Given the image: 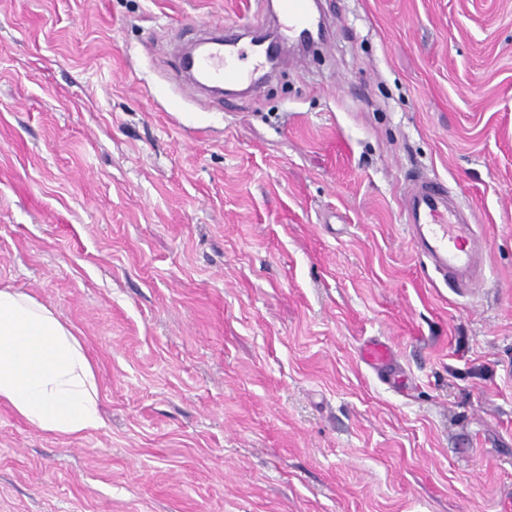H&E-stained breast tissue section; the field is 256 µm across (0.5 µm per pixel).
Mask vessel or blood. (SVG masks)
Wrapping results in <instances>:
<instances>
[{"label": "vessel or blood", "instance_id": "obj_1", "mask_svg": "<svg viewBox=\"0 0 512 512\" xmlns=\"http://www.w3.org/2000/svg\"><path fill=\"white\" fill-rule=\"evenodd\" d=\"M280 15L282 35L291 40L309 36L317 25L311 0H280ZM268 53L263 46L243 47L235 35H219L184 54L180 64L189 75L192 88H206L249 80L253 71L243 67V60L263 58ZM402 213L412 248L437 273L452 279L465 275L470 288L484 281L485 241L476 231L471 215L452 199L444 183L432 179L414 182L405 192ZM360 356L378 376L394 383L395 355L388 342L370 341L361 348Z\"/></svg>", "mask_w": 512, "mask_h": 512}]
</instances>
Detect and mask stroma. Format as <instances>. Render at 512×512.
<instances>
[{"mask_svg": "<svg viewBox=\"0 0 512 512\" xmlns=\"http://www.w3.org/2000/svg\"><path fill=\"white\" fill-rule=\"evenodd\" d=\"M320 13L214 97L179 48L266 0H0V284L74 327L103 419L1 404L0 512H512V0ZM417 178L472 211L481 288L412 250ZM363 363L378 376L386 378L387 384L400 385L403 381L393 376L394 351L387 341L380 339L366 343L360 350Z\"/></svg>", "mask_w": 512, "mask_h": 512, "instance_id": "35a3bbf8", "label": "stroma"}]
</instances>
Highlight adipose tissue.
Here are the masks:
<instances>
[{"label": "adipose tissue", "instance_id": "1", "mask_svg": "<svg viewBox=\"0 0 512 512\" xmlns=\"http://www.w3.org/2000/svg\"><path fill=\"white\" fill-rule=\"evenodd\" d=\"M0 403L63 438L102 425L94 365L73 328L34 296L0 287Z\"/></svg>", "mask_w": 512, "mask_h": 512}]
</instances>
